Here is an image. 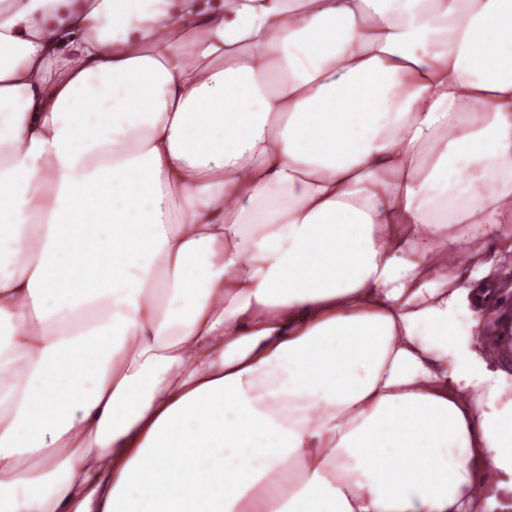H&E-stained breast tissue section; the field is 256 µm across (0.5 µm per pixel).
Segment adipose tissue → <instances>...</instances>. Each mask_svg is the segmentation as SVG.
<instances>
[{
  "label": "adipose tissue",
  "mask_w": 512,
  "mask_h": 512,
  "mask_svg": "<svg viewBox=\"0 0 512 512\" xmlns=\"http://www.w3.org/2000/svg\"><path fill=\"white\" fill-rule=\"evenodd\" d=\"M511 258L512 0H0V512L512 496ZM489 288V291L480 294L481 301L501 309L507 317V322L512 324V279Z\"/></svg>",
  "instance_id": "obj_1"
}]
</instances>
